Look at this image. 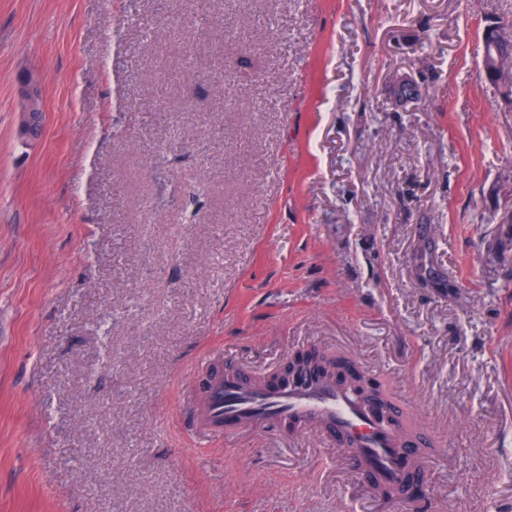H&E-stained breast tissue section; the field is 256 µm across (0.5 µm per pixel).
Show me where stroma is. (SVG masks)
Instances as JSON below:
<instances>
[{
	"label": "stroma",
	"instance_id": "obj_1",
	"mask_svg": "<svg viewBox=\"0 0 512 512\" xmlns=\"http://www.w3.org/2000/svg\"><path fill=\"white\" fill-rule=\"evenodd\" d=\"M196 6L0 0V512H406L311 435L197 447L201 357L313 349L428 429L422 512H512V0ZM493 34L497 40L504 41L509 37V30L498 23H492L488 25L484 31V52L482 56L481 67L485 78L488 81L491 79L487 78V74H489L490 69L494 66V62L496 58L500 57L503 59H511L512 60V39L508 42H499L495 43L485 37H488L489 34ZM509 67V66H508ZM507 68H504L500 65V63L495 64V68H492V75L501 83V89L505 93H510L507 95L503 94V97L511 103L512 101V89H510L509 83V75L507 73ZM505 69V70H502ZM42 105L39 92L31 87L27 91V101L22 112L21 125L27 134L38 133L41 127Z\"/></svg>",
	"mask_w": 512,
	"mask_h": 512
}]
</instances>
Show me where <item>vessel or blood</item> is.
Instances as JSON below:
<instances>
[{
    "mask_svg": "<svg viewBox=\"0 0 512 512\" xmlns=\"http://www.w3.org/2000/svg\"><path fill=\"white\" fill-rule=\"evenodd\" d=\"M196 401L201 440L242 427L275 428L285 434L316 433L348 452L359 476L391 496H401L418 470L407 467L411 448L401 446L386 410L336 382L305 374L278 385L243 384L233 373L210 371Z\"/></svg>",
    "mask_w": 512,
    "mask_h": 512,
    "instance_id": "vessel-or-blood-1",
    "label": "vessel or blood"
}]
</instances>
